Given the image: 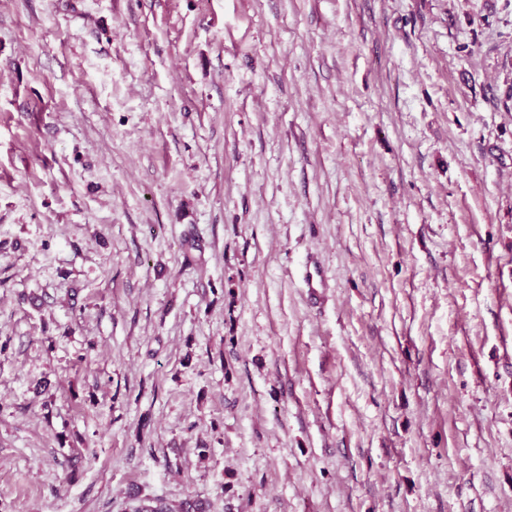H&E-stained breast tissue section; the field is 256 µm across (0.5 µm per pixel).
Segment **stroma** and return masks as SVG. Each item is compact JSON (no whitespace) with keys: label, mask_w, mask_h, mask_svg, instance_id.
Instances as JSON below:
<instances>
[{"label":"stroma","mask_w":512,"mask_h":512,"mask_svg":"<svg viewBox=\"0 0 512 512\" xmlns=\"http://www.w3.org/2000/svg\"><path fill=\"white\" fill-rule=\"evenodd\" d=\"M512 512V0H0V512Z\"/></svg>","instance_id":"35a3bbf8"}]
</instances>
